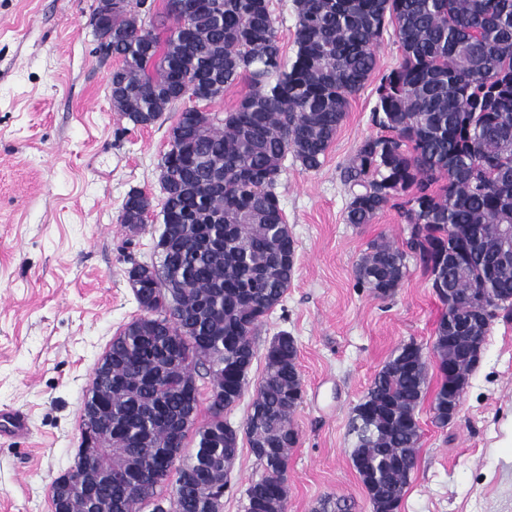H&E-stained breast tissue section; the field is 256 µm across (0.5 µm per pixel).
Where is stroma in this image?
I'll use <instances>...</instances> for the list:
<instances>
[{"mask_svg":"<svg viewBox=\"0 0 512 512\" xmlns=\"http://www.w3.org/2000/svg\"><path fill=\"white\" fill-rule=\"evenodd\" d=\"M95 0H0V407L23 412L27 438H0V512H51L50 489L80 444V411L97 360L140 314L128 282L154 258L156 232L120 222L127 193L160 202L159 162L176 112L143 128L112 107L111 66L95 51ZM377 76L349 101L323 166L286 160L277 186L297 245L296 274L260 326L253 376L271 339L298 346L305 397L293 416L288 512L344 497L372 512L351 461L348 420L374 375L402 343L433 355L445 307L419 266L394 295L358 284L369 242H401L388 207L373 223L346 221L343 181L372 120L379 74L402 49L393 32L376 48ZM421 439L400 512H512V314L490 326L456 416L417 411Z\"/></svg>","mask_w":512,"mask_h":512,"instance_id":"1","label":"stroma"}]
</instances>
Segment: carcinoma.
<instances>
[{"mask_svg": "<svg viewBox=\"0 0 512 512\" xmlns=\"http://www.w3.org/2000/svg\"><path fill=\"white\" fill-rule=\"evenodd\" d=\"M176 0H168L173 26L165 41L137 32L131 7L112 3V55L123 66L112 77V104L133 124H156L168 109L199 96L179 76L184 58L211 76L207 95L216 100L243 81L237 106L214 120L192 121L195 108L179 112L174 128L183 139L159 164L163 194L161 228L154 246L161 279L135 292L143 315L112 338V379L138 380L167 360L178 377L194 378L198 367L212 384L224 385V410L236 406L250 382L256 350L253 335L278 306L295 272V241L276 186L291 157L319 169L345 118L349 97L374 73V48L387 31L402 48V61L376 88L374 122L386 135L365 138L344 181L349 189L346 221L370 224L391 205L407 224L403 247L380 239L355 264L358 283L378 297L395 293L416 261L443 304L460 301L454 316L443 312L433 350L437 382L433 421L448 423V360H458L457 382L466 383L479 357L466 359L468 335L448 340V322H468L462 301L486 288L494 303L488 318L512 308V244L497 225L512 224V0H294L296 53L285 58L270 0H206L191 18L193 38L178 31ZM200 159L189 178L205 188L223 177L217 197L185 188L182 151ZM152 207L132 190L121 223L133 228ZM295 339L280 332L265 352L243 429L228 426L218 442L211 431L224 414L209 411L193 428L196 454L178 459V469L218 468L234 461L245 436L261 474L243 492V512H268L288 496V454L298 441L292 415L301 405ZM428 389L422 347L401 344L377 372L349 419L351 459L373 512H391L402 500L416 465L421 438L416 411ZM87 395L107 404L122 429L108 455L131 456L150 466V449L165 442V424L155 409L162 400L172 419L183 415L179 386L159 376L154 385L111 389L92 378ZM112 496V512H223L191 485L170 499L161 488L134 493L120 483L100 488ZM346 498L327 497L315 512H353Z\"/></svg>", "mask_w": 512, "mask_h": 512, "instance_id": "obj_1", "label": "carcinoma"}]
</instances>
